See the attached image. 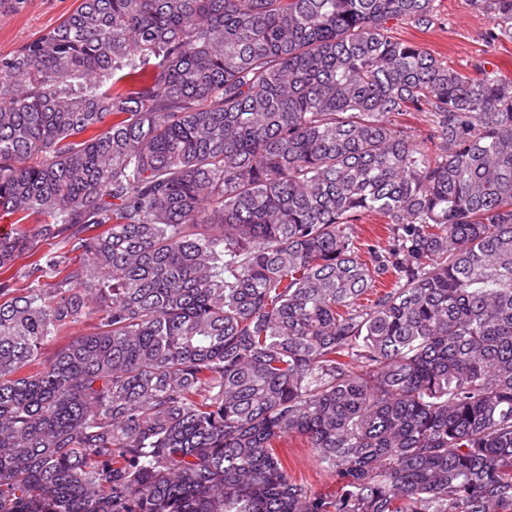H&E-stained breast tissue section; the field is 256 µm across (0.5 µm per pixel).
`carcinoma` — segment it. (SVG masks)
Wrapping results in <instances>:
<instances>
[{
	"mask_svg": "<svg viewBox=\"0 0 512 512\" xmlns=\"http://www.w3.org/2000/svg\"><path fill=\"white\" fill-rule=\"evenodd\" d=\"M400 22L80 0L0 55V512H512V72ZM280 448L284 449L288 458L289 472L297 482L318 490H332L330 479L316 466L310 448H307L302 439L288 438Z\"/></svg>",
	"mask_w": 512,
	"mask_h": 512,
	"instance_id": "obj_1",
	"label": "carcinoma"
}]
</instances>
